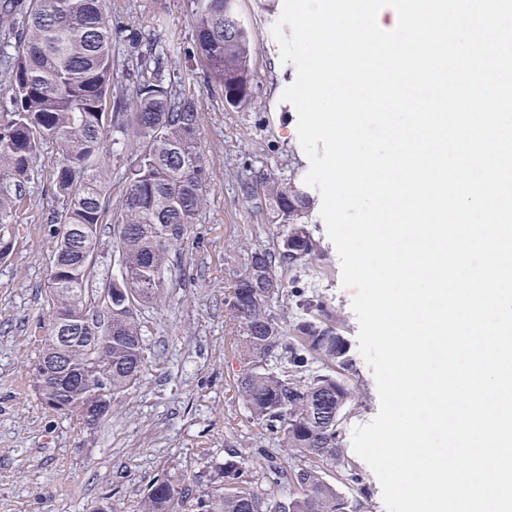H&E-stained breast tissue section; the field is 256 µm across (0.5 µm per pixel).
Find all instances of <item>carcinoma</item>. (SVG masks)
I'll return each mask as SVG.
<instances>
[{
	"instance_id": "carcinoma-1",
	"label": "carcinoma",
	"mask_w": 512,
	"mask_h": 512,
	"mask_svg": "<svg viewBox=\"0 0 512 512\" xmlns=\"http://www.w3.org/2000/svg\"><path fill=\"white\" fill-rule=\"evenodd\" d=\"M198 2L192 54L204 82L232 108L251 105L257 98L252 39L244 26L229 30L224 22L235 0ZM0 29L13 39L0 49L12 91L11 107L0 112V240L16 238L14 225L38 153L57 147L63 157L55 178L62 210L47 226L56 248L48 262L51 327L42 355H58L87 381L72 383L37 366L32 381L43 404L76 415L94 401L90 381L106 366L112 367L114 400L146 368L141 308L168 294L210 188V164L199 147L198 94L192 83L164 82L166 52L143 53L135 67L119 74L106 0H7L0 7ZM121 154L130 163L121 220L112 225V311L100 310L93 325L61 343L57 331L75 326L94 307L88 260L103 245L102 170ZM239 192L271 212L287 232L277 247L251 252L225 299L242 328L246 368L237 390L262 435L280 439L300 464L286 470L263 445L251 450L264 459L268 484L295 487L292 496L276 499L250 487L237 453H231L224 459V485L197 497V512H360L361 501H349L323 477L327 462L335 464L337 477L347 472L336 411L346 406L350 388L332 370H312L316 361L347 370L344 340L311 299L296 300L300 315L288 327L270 310L284 293L279 270L305 267L315 252L302 222L308 196L267 171L242 177ZM192 494L188 485L157 480L140 512H179Z\"/></svg>"
}]
</instances>
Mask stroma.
<instances>
[{
    "mask_svg": "<svg viewBox=\"0 0 512 512\" xmlns=\"http://www.w3.org/2000/svg\"><path fill=\"white\" fill-rule=\"evenodd\" d=\"M116 31L138 32L157 47L190 48L196 0H108ZM282 0H237L242 23L253 35L251 65L259 86L252 106L235 109L197 82L200 148L210 161L211 188L199 224L184 248L181 271L160 305L142 309L147 365L141 378L112 404L104 425L88 428L76 416L57 414L40 401L32 370L49 328L48 257L54 247L46 226L60 211L52 177L62 162L58 149L44 148L33 164L26 217L17 227L16 250L0 263V512H138L148 485L166 478L203 494L219 486L217 466L227 448L245 453V467L259 477L262 463L250 457L263 443L289 468L293 456L260 429L236 388L245 363L238 351L242 331L227 313L225 297L252 249L280 242L282 225L246 203L237 191L239 167L268 170L303 181L309 161L294 134L297 114L281 99L295 77L282 64L272 28ZM305 222L320 258L284 274L305 296L323 301L348 346L353 368L344 378L353 391L339 428L346 459L358 485L340 484L346 497L356 488L367 496L361 512H386L380 483L352 448L355 427L379 412L376 382L358 349L354 289L344 287L337 250L320 216L321 195Z\"/></svg>",
    "mask_w": 512,
    "mask_h": 512,
    "instance_id": "obj_1",
    "label": "stroma"
}]
</instances>
